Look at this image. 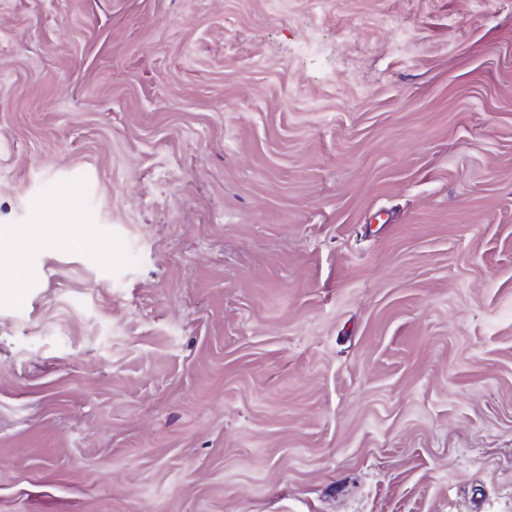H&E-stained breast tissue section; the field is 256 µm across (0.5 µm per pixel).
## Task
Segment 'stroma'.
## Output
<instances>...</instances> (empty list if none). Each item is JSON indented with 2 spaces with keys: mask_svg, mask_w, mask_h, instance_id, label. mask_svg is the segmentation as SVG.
Wrapping results in <instances>:
<instances>
[{
  "mask_svg": "<svg viewBox=\"0 0 512 512\" xmlns=\"http://www.w3.org/2000/svg\"><path fill=\"white\" fill-rule=\"evenodd\" d=\"M0 512H512V0H0ZM41 241L48 245L66 246L69 248H82L84 240L77 234L61 235L58 225H43Z\"/></svg>",
  "mask_w": 512,
  "mask_h": 512,
  "instance_id": "stroma-1",
  "label": "stroma"
}]
</instances>
